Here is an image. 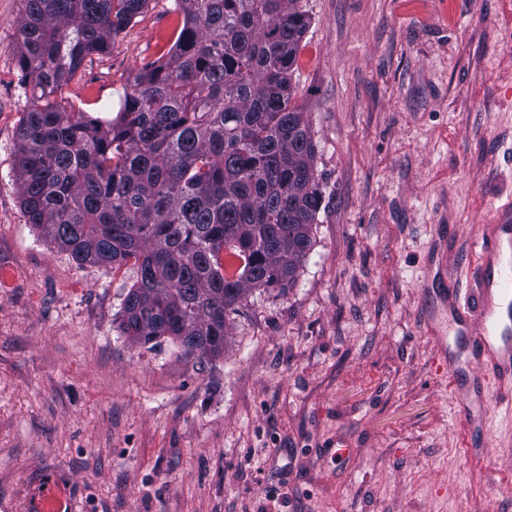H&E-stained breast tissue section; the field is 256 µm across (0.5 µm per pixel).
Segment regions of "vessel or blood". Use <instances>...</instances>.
<instances>
[{
    "mask_svg": "<svg viewBox=\"0 0 512 512\" xmlns=\"http://www.w3.org/2000/svg\"><path fill=\"white\" fill-rule=\"evenodd\" d=\"M452 234L450 227L441 225L435 235L434 252L441 258L435 274L444 285L434 294L445 329L433 339L464 427L465 457L477 467L491 420L485 404L488 393L495 390L512 400V208H497L490 223L481 225L469 263L446 261ZM465 276L475 283L467 294L456 287Z\"/></svg>",
    "mask_w": 512,
    "mask_h": 512,
    "instance_id": "vessel-or-blood-1",
    "label": "vessel or blood"
}]
</instances>
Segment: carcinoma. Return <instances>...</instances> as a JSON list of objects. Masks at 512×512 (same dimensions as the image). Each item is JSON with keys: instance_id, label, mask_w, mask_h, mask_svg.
<instances>
[{"instance_id": "cac0c4a2", "label": "carcinoma", "mask_w": 512, "mask_h": 512, "mask_svg": "<svg viewBox=\"0 0 512 512\" xmlns=\"http://www.w3.org/2000/svg\"><path fill=\"white\" fill-rule=\"evenodd\" d=\"M15 51L31 108L16 166L28 223L78 265L129 261L120 323L134 345L224 354L249 293L291 288L322 203L292 74L301 0H175L173 52L128 79L113 119L57 94L147 0H24Z\"/></svg>"}]
</instances>
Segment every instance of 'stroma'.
Listing matches in <instances>:
<instances>
[{
    "mask_svg": "<svg viewBox=\"0 0 512 512\" xmlns=\"http://www.w3.org/2000/svg\"><path fill=\"white\" fill-rule=\"evenodd\" d=\"M292 83L322 205L294 287L256 290L223 355L132 345V265H77L27 224L31 107L0 0V512H512V431L467 464L427 291L436 225L457 255L512 200V0H302ZM180 16L148 0L59 98L115 118Z\"/></svg>",
    "mask_w": 512,
    "mask_h": 512,
    "instance_id": "35a3bbf8",
    "label": "stroma"
}]
</instances>
